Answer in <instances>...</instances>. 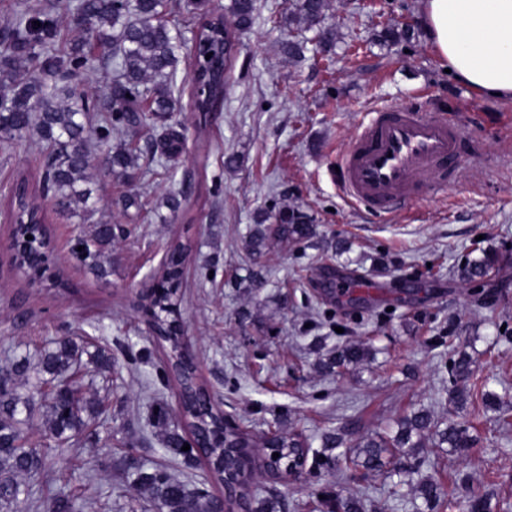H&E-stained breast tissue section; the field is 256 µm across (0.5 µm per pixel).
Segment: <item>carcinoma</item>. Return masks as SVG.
<instances>
[{"label": "carcinoma", "instance_id": "1", "mask_svg": "<svg viewBox=\"0 0 512 512\" xmlns=\"http://www.w3.org/2000/svg\"><path fill=\"white\" fill-rule=\"evenodd\" d=\"M329 0H296L289 11L288 24L312 36L288 43V54L302 55L307 44L327 52L336 34L324 26ZM195 10L210 16L200 23L196 39L198 74H188L177 86V66L187 47L183 34L166 19L169 0H74L72 17L84 37L69 38L50 9L31 10L25 3L17 5L13 19L0 27V82L8 87L3 94L7 105L0 110V147L6 151L26 137H35L43 145L46 161L38 186L29 187L23 179V191L12 195V219L21 222L16 232L30 235L39 247L20 257L15 268L28 280H39L52 286L57 281L45 276L46 256L55 250L47 227V211L42 201L51 199L63 213L74 203L83 211H92L89 183L90 147L104 152V162L112 173L127 180L140 169L177 158L183 151L185 134L180 124L172 121L177 95L190 89L189 98L195 111H210L213 103L224 97V86L230 72L228 58L234 50L237 35L250 27L254 0H231L230 13L236 28L224 33V17L212 14L206 0H195ZM40 25H34V22ZM214 56L206 58L207 50ZM115 63L111 83L96 98L80 88L79 78L89 58ZM29 74L16 78L19 67ZM162 124L158 137L140 147L135 134L146 120ZM130 229L120 224H97L88 237L76 240L73 254L87 267L106 274L102 264L112 243ZM310 225L299 214L284 211L277 224H261L251 246L259 250L265 240L303 242ZM187 248L170 246L165 268L159 278V289L144 305L158 332L156 339L166 349L163 364L144 379V387L153 395L173 375L182 387L181 417H170L161 404H156L147 436L162 450L182 458L184 463L202 457L211 465L210 477L224 484V473L238 466L240 460L259 449L257 457L283 463L306 441L309 469L337 468L354 473L359 470L400 471V457L415 455L419 449L432 446L459 453L471 447L469 427L453 416L437 419L427 410L404 417L395 433L377 432L352 445L336 431L319 436V447H312L307 437L296 431H285L278 423L254 442L240 426L224 422V415L211 404L207 388L196 381L192 365L180 353L176 335V311ZM496 257L485 254L465 271L470 278L482 277L494 267ZM368 342L352 341L336 350L324 361L328 369L347 368L363 362L370 354ZM120 362L112 348L104 347L89 336H60L37 352L35 357L18 355L9 348L0 360V512H80L77 497L61 491L42 497L33 482L50 472L49 452L63 454L80 442L90 424L106 415L104 404L85 395L100 374L118 372ZM449 374L454 383V403L462 407L472 398L496 416L492 421L512 426V394L508 388L498 393L487 388V380L478 377L472 358L465 352L450 361ZM43 433L32 437L35 428ZM189 445L190 450L182 447ZM141 498L151 502L156 512H214L219 498L206 489H191L180 475L168 467H141L132 473ZM415 493L427 504L449 508L462 503L465 512H490V502L481 496L447 489L433 479L415 486ZM366 493L343 495L328 493L325 502L329 512H365ZM254 512H279L281 501L274 493L254 500Z\"/></svg>", "mask_w": 512, "mask_h": 512}]
</instances>
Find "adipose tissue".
I'll use <instances>...</instances> for the list:
<instances>
[{"label":"adipose tissue","instance_id":"adipose-tissue-1","mask_svg":"<svg viewBox=\"0 0 512 512\" xmlns=\"http://www.w3.org/2000/svg\"><path fill=\"white\" fill-rule=\"evenodd\" d=\"M423 23L458 81L512 99V0H425Z\"/></svg>","mask_w":512,"mask_h":512}]
</instances>
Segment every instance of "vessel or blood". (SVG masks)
<instances>
[{"mask_svg": "<svg viewBox=\"0 0 512 512\" xmlns=\"http://www.w3.org/2000/svg\"><path fill=\"white\" fill-rule=\"evenodd\" d=\"M465 158L456 115L388 105L369 113L338 178L348 197L385 215L405 210L416 188L434 193L454 181Z\"/></svg>", "mask_w": 512, "mask_h": 512, "instance_id": "b4317fda", "label": "vessel or blood"}]
</instances>
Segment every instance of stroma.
<instances>
[{"label":"stroma","mask_w":512,"mask_h":512,"mask_svg":"<svg viewBox=\"0 0 512 512\" xmlns=\"http://www.w3.org/2000/svg\"><path fill=\"white\" fill-rule=\"evenodd\" d=\"M288 6L255 0L218 111L203 118L178 105L173 118L186 136L178 159L127 181L93 153L95 212L78 208L49 226L61 287L29 285L11 264V227L0 222V347L34 351L68 332L124 347V370L95 383L109 404L99 436L111 450L72 448L55 457L44 485L69 483L82 512H153L122 474L138 464L168 465L224 494L208 483L204 462L186 465L140 440L153 409L141 375L160 366L164 352L146 334L135 291L149 285L175 242L188 247L178 318L199 378L253 438L278 418L310 440L337 429L352 443L422 408L447 414L448 365L461 351L478 376L512 387V100L478 94L445 72L421 24L422 0H332L324 23L336 32L335 50L301 61L284 50L300 37L284 22ZM380 103L457 113L465 148L479 157L465 161L446 191L419 193L405 211L379 215L348 200L336 185V162ZM40 155L34 139L0 152V189L20 174L37 179ZM174 187L184 192L176 212L163 203ZM127 193L139 194L143 209H123ZM285 207L311 225V237L250 253L254 226L273 223ZM102 223L131 233L113 246L109 273L99 277L71 246ZM488 251L498 258L490 274L466 279L469 262ZM328 265L370 283L363 301H322ZM366 338L374 357L340 376L316 369V346L329 351ZM459 418L470 424L473 448L461 456L425 448L405 458L406 468L444 484L465 480L468 491L494 493L492 512H512V430L466 409ZM392 483L385 472L306 470L265 487L279 493L281 512H320L323 492L352 487L369 490L371 512H428L413 490L391 498Z\"/></svg>","instance_id":"stroma-1"}]
</instances>
